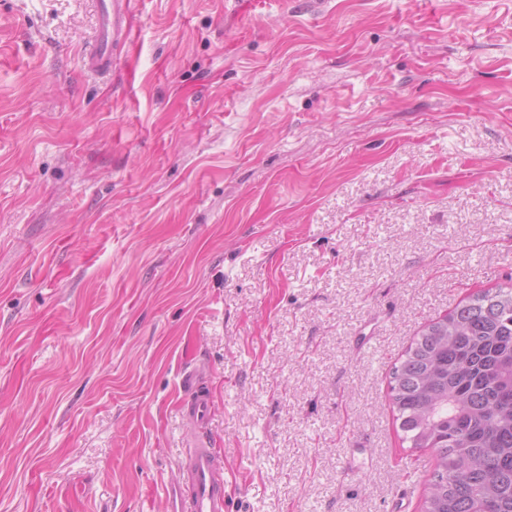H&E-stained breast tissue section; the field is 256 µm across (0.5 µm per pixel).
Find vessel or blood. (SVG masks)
Returning a JSON list of instances; mask_svg holds the SVG:
<instances>
[{"mask_svg": "<svg viewBox=\"0 0 512 512\" xmlns=\"http://www.w3.org/2000/svg\"><path fill=\"white\" fill-rule=\"evenodd\" d=\"M95 8L100 30L85 66L90 72L105 74L114 68L116 50L130 35L131 0H95ZM180 387L196 438L185 454L188 487L174 484L167 490L171 512H224V464L203 436L213 412L211 395L192 370L181 374Z\"/></svg>", "mask_w": 512, "mask_h": 512, "instance_id": "1", "label": "vessel or blood"}]
</instances>
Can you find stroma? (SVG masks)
Returning a JSON list of instances; mask_svg holds the SVG:
<instances>
[{"instance_id":"stroma-1","label":"stroma","mask_w":512,"mask_h":512,"mask_svg":"<svg viewBox=\"0 0 512 512\" xmlns=\"http://www.w3.org/2000/svg\"><path fill=\"white\" fill-rule=\"evenodd\" d=\"M0 0V512H421L391 369L512 286V0ZM100 30L94 49L85 58L88 71L105 74L115 64V53L131 31V0H95ZM180 387L187 400L188 418L198 436L185 451L189 476L187 491L176 484L167 490L170 510L224 512V463L204 438L213 412L211 395L200 386L199 376L193 370H184L180 376Z\"/></svg>"}]
</instances>
